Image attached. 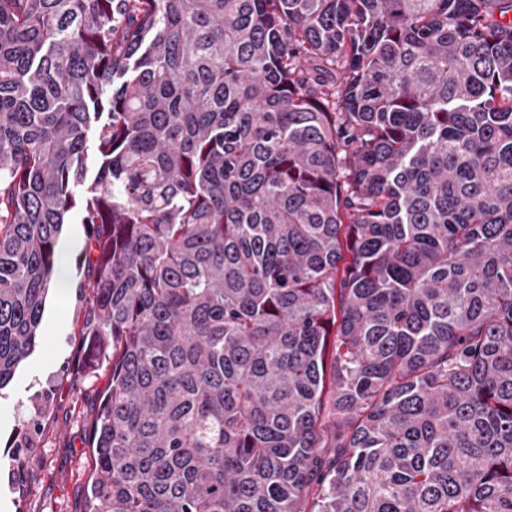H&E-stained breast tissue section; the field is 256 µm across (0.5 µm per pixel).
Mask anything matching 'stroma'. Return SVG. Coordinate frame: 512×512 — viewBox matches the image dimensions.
<instances>
[{
	"label": "stroma",
	"instance_id": "35a3bbf8",
	"mask_svg": "<svg viewBox=\"0 0 512 512\" xmlns=\"http://www.w3.org/2000/svg\"><path fill=\"white\" fill-rule=\"evenodd\" d=\"M81 210H72L59 240L66 289L49 294L41 323L47 345L37 348L0 390V512H83L92 468L85 430L96 413L106 370L77 375L82 364L83 321L89 290L78 265L86 243ZM49 404L36 430L27 420L35 401ZM32 446L18 450L24 438Z\"/></svg>",
	"mask_w": 512,
	"mask_h": 512
}]
</instances>
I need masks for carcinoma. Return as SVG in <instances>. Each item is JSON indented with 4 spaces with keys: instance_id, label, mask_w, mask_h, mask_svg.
<instances>
[{
    "instance_id": "1",
    "label": "carcinoma",
    "mask_w": 512,
    "mask_h": 512,
    "mask_svg": "<svg viewBox=\"0 0 512 512\" xmlns=\"http://www.w3.org/2000/svg\"><path fill=\"white\" fill-rule=\"evenodd\" d=\"M512 0H0V389L82 206L86 512H512Z\"/></svg>"
}]
</instances>
